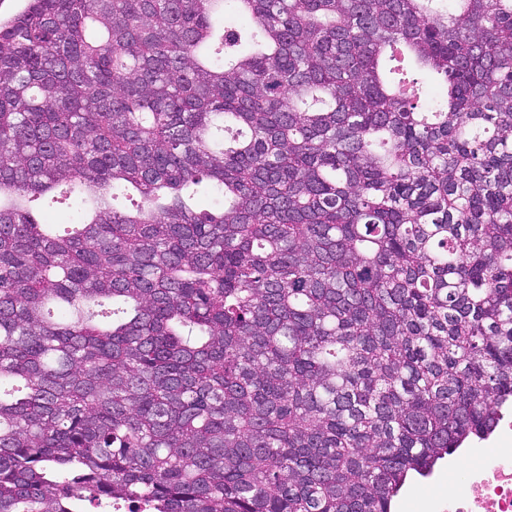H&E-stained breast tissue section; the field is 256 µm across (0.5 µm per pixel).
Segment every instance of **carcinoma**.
Returning <instances> with one entry per match:
<instances>
[{
	"mask_svg": "<svg viewBox=\"0 0 512 512\" xmlns=\"http://www.w3.org/2000/svg\"><path fill=\"white\" fill-rule=\"evenodd\" d=\"M510 409L512 0L0 20V512H392Z\"/></svg>",
	"mask_w": 512,
	"mask_h": 512,
	"instance_id": "1",
	"label": "carcinoma"
}]
</instances>
